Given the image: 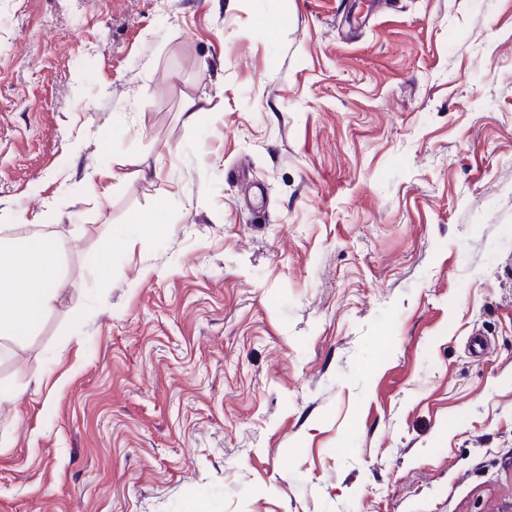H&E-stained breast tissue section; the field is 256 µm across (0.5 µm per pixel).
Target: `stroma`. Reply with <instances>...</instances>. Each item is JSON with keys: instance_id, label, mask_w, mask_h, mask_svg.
<instances>
[{"instance_id": "35a3bbf8", "label": "stroma", "mask_w": 512, "mask_h": 512, "mask_svg": "<svg viewBox=\"0 0 512 512\" xmlns=\"http://www.w3.org/2000/svg\"><path fill=\"white\" fill-rule=\"evenodd\" d=\"M0 222V512L512 503V0H0ZM0 225V339L19 341L41 326L65 287L66 240L54 225L19 232Z\"/></svg>"}]
</instances>
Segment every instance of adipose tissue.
Masks as SVG:
<instances>
[{
    "label": "adipose tissue",
    "mask_w": 512,
    "mask_h": 512,
    "mask_svg": "<svg viewBox=\"0 0 512 512\" xmlns=\"http://www.w3.org/2000/svg\"><path fill=\"white\" fill-rule=\"evenodd\" d=\"M66 241L52 228L20 232L0 225V339L37 331L66 284Z\"/></svg>",
    "instance_id": "1"
}]
</instances>
